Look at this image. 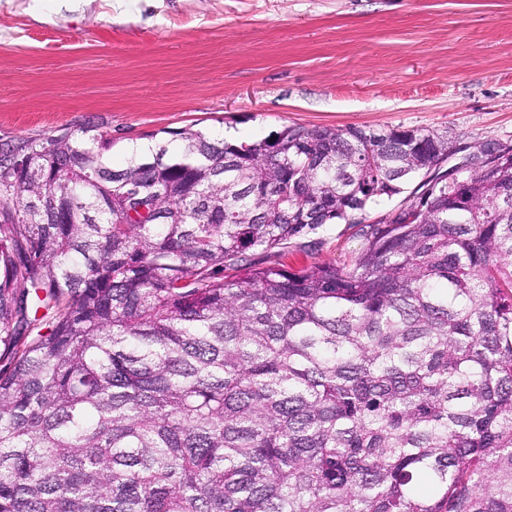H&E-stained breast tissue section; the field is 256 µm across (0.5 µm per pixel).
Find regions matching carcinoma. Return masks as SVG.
Segmentation results:
<instances>
[{
  "label": "carcinoma",
  "instance_id": "carcinoma-1",
  "mask_svg": "<svg viewBox=\"0 0 512 512\" xmlns=\"http://www.w3.org/2000/svg\"><path fill=\"white\" fill-rule=\"evenodd\" d=\"M176 136L0 154V512H512V157ZM337 223L359 255L282 263Z\"/></svg>",
  "mask_w": 512,
  "mask_h": 512
}]
</instances>
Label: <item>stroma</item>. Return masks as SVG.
<instances>
[{"mask_svg":"<svg viewBox=\"0 0 512 512\" xmlns=\"http://www.w3.org/2000/svg\"><path fill=\"white\" fill-rule=\"evenodd\" d=\"M424 129L462 163L512 144V0H0V149L91 129L108 157L192 126L254 141L282 126ZM288 263H341L327 224Z\"/></svg>","mask_w":512,"mask_h":512,"instance_id":"1","label":"stroma"}]
</instances>
